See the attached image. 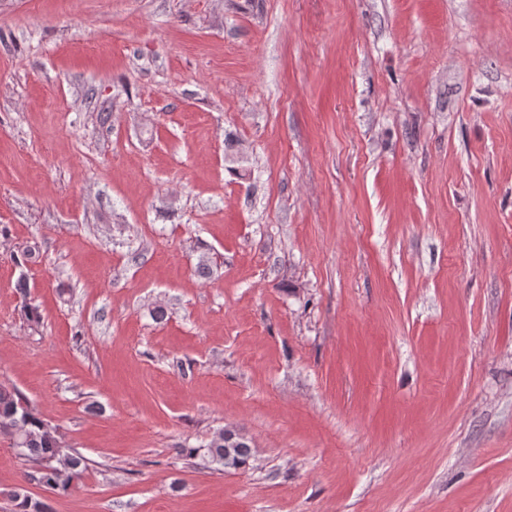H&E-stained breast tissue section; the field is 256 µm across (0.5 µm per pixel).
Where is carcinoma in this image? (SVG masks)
I'll list each match as a JSON object with an SVG mask.
<instances>
[{
    "label": "carcinoma",
    "instance_id": "cac0c4a2",
    "mask_svg": "<svg viewBox=\"0 0 512 512\" xmlns=\"http://www.w3.org/2000/svg\"><path fill=\"white\" fill-rule=\"evenodd\" d=\"M43 423L16 390L0 385V434L10 437L12 447L29 463L25 481L65 494L82 472L84 459L65 452L56 430ZM205 454L228 468H236L251 458L252 448L242 435L235 436L232 447H225L221 431L206 446ZM10 497L16 512H50L44 502L32 498L23 488L12 491Z\"/></svg>",
    "mask_w": 512,
    "mask_h": 512
}]
</instances>
